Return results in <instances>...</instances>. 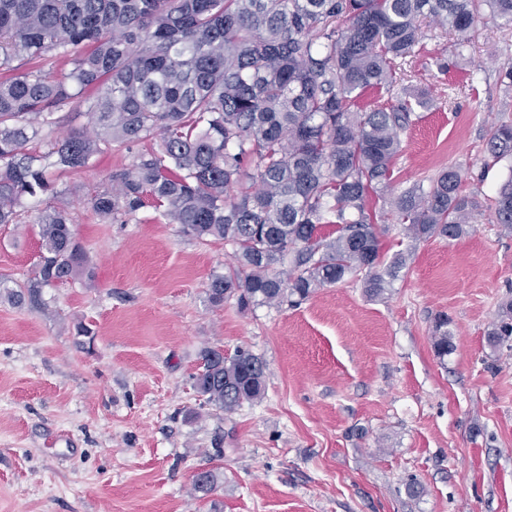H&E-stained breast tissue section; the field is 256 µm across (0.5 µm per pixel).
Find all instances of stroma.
Masks as SVG:
<instances>
[{
	"instance_id": "35a3bbf8",
	"label": "stroma",
	"mask_w": 512,
	"mask_h": 512,
	"mask_svg": "<svg viewBox=\"0 0 512 512\" xmlns=\"http://www.w3.org/2000/svg\"><path fill=\"white\" fill-rule=\"evenodd\" d=\"M422 30L390 92L364 98L395 104L409 86L434 98L401 134L387 195L453 166L477 207L456 240L379 222L383 255L407 253L382 297L345 281L294 305H211L232 245L148 207L110 223L93 211L132 154L55 173L95 285L45 289L41 310L0 298V512H512V350L487 344L512 300V232L489 208L512 158L486 150L512 122V26L483 18L463 48L434 23ZM52 204L29 201L20 223L0 224V281L27 278L32 221ZM441 313L455 346L443 360ZM207 347L258 356L263 398L231 413L203 404L191 376ZM60 433L72 451L53 446ZM201 469L220 476L205 496ZM432 344L435 353L440 359L452 353L454 344L452 336L448 334V318H439L435 325L434 334L432 336Z\"/></svg>"
}]
</instances>
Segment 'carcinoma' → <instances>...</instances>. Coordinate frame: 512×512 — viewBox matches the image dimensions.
I'll use <instances>...</instances> for the list:
<instances>
[{
    "label": "carcinoma",
    "mask_w": 512,
    "mask_h": 512,
    "mask_svg": "<svg viewBox=\"0 0 512 512\" xmlns=\"http://www.w3.org/2000/svg\"><path fill=\"white\" fill-rule=\"evenodd\" d=\"M485 12L512 24V0H0V71L11 73L0 80V224L15 223L27 200L58 197L50 170L136 147L92 208L110 221L148 205L197 238L233 245L237 265L211 276V304H297L348 277L377 298L406 255L381 260L369 198L387 188L400 132L428 100H362L390 91L422 20L462 47ZM58 58L71 68L55 73L47 61ZM19 59L33 67L19 70ZM89 87L97 92L82 96ZM78 96L92 131L48 138ZM487 146L496 160L512 156V124L493 127ZM461 184L450 167L390 208L415 239L455 240L476 207ZM490 208L512 231V177ZM36 224L34 269L5 293L32 310L46 305L43 288L75 280L87 262L65 207L41 211ZM487 343L512 350V302ZM432 344L441 359L453 352L448 319ZM192 380L227 413L265 392L263 363L244 348L205 349ZM218 480L206 469L193 489L207 495Z\"/></svg>",
    "instance_id": "carcinoma-1"
}]
</instances>
